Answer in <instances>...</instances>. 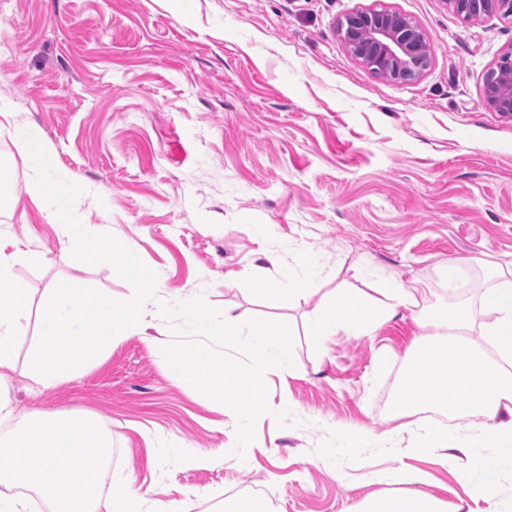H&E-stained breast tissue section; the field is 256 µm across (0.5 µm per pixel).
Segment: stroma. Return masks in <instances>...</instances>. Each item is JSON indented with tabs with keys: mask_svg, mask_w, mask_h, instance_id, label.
I'll use <instances>...</instances> for the list:
<instances>
[{
	"mask_svg": "<svg viewBox=\"0 0 512 512\" xmlns=\"http://www.w3.org/2000/svg\"><path fill=\"white\" fill-rule=\"evenodd\" d=\"M389 9L426 33L432 62L418 80L380 77L350 54L336 27L358 9ZM512 47V18L464 21L446 0H0V232L31 305L69 281L66 230L27 193L13 131L36 127L56 171L85 192L75 213L111 233L157 275L159 302L204 295L235 322L280 320L299 370L269 373V414L244 456L236 421L174 376L155 330L113 344L55 387L29 377L33 336L17 345L4 383L15 406L0 431L34 412L112 422L113 465L153 502L224 498L260 485L269 512H359L363 500L407 493L456 512L460 459L427 447V419L383 413L392 378L419 339L399 310L370 335L316 337L318 298L269 304L262 285L302 274L312 257L318 297L427 284L428 309L448 299L481 310L512 261V121L484 102L483 78ZM264 227L262 237L253 225ZM44 253L42 263L24 254ZM461 260L469 288L442 289ZM290 410L301 426H278ZM362 435L356 452L342 433ZM425 479L394 486L373 471Z\"/></svg>",
	"mask_w": 512,
	"mask_h": 512,
	"instance_id": "obj_1",
	"label": "stroma"
}]
</instances>
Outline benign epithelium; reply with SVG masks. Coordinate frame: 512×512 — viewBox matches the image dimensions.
<instances>
[{
  "label": "benign epithelium",
  "mask_w": 512,
  "mask_h": 512,
  "mask_svg": "<svg viewBox=\"0 0 512 512\" xmlns=\"http://www.w3.org/2000/svg\"><path fill=\"white\" fill-rule=\"evenodd\" d=\"M448 4L465 21L491 14L512 17V0H448ZM338 33L356 59L385 78L415 80L430 66L425 32L400 13L357 10L338 22ZM483 95L492 111L512 119V50L485 74Z\"/></svg>",
  "instance_id": "7a95c632"
}]
</instances>
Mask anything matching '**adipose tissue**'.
<instances>
[{"instance_id": "adipose-tissue-1", "label": "adipose tissue", "mask_w": 512, "mask_h": 512, "mask_svg": "<svg viewBox=\"0 0 512 512\" xmlns=\"http://www.w3.org/2000/svg\"><path fill=\"white\" fill-rule=\"evenodd\" d=\"M6 243L0 239V378L15 372L16 344L28 330L30 312L23 289L11 273ZM427 289L391 284L377 296L337 291L310 315L308 331L325 336L352 326L369 333L399 308L418 307ZM486 317L476 320L469 305L452 304L420 320L428 331L424 342L406 355L399 381V415L419 410L421 394L432 407L451 416L478 420L481 441L449 436L447 429L427 432L429 447L439 449L443 463L466 456L462 479L475 500H490L497 476L512 471V288H495L485 297ZM495 447L480 454L479 444ZM112 446V429L101 419L75 416L30 419L21 431L0 436L8 455L0 464V512H30L21 487L49 489L56 512H138L143 499L133 489L110 496L98 490L100 465Z\"/></svg>"}]
</instances>
